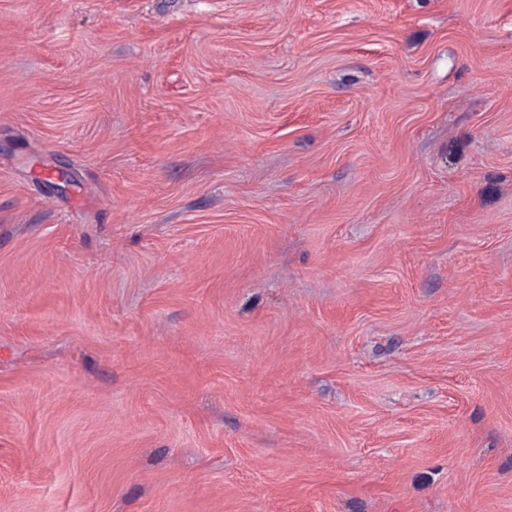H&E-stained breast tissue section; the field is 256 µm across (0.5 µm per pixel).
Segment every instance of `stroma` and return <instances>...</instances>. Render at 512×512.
<instances>
[{
	"label": "stroma",
	"mask_w": 512,
	"mask_h": 512,
	"mask_svg": "<svg viewBox=\"0 0 512 512\" xmlns=\"http://www.w3.org/2000/svg\"><path fill=\"white\" fill-rule=\"evenodd\" d=\"M0 512H512V0H0Z\"/></svg>",
	"instance_id": "1"
}]
</instances>
